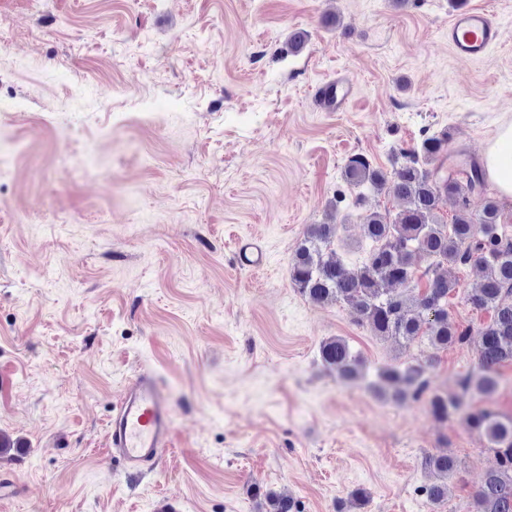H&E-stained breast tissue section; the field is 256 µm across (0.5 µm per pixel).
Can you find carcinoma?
<instances>
[{"label": "carcinoma", "mask_w": 512, "mask_h": 512, "mask_svg": "<svg viewBox=\"0 0 512 512\" xmlns=\"http://www.w3.org/2000/svg\"><path fill=\"white\" fill-rule=\"evenodd\" d=\"M451 136L444 129L425 137L406 151L402 160L387 172L356 155L344 168L345 180L356 188L376 191L392 189L403 207L395 216L371 211L362 220L370 247L363 261L345 266L331 248L337 225L313 224L297 246L290 263L293 285L316 304L343 302L355 321L371 332L396 344L426 342L435 349H446L469 340V330H461L448 310V295L457 281L448 272L459 265L474 264L482 270L480 284L467 294L468 304L490 314L479 331L478 365L480 374L464 376L460 385L475 388L484 398L493 396L499 369L512 364V225L502 222L501 209L493 197L485 198L481 213L468 209L470 195L481 193L487 172L477 162L446 165ZM452 199L459 209L449 224L439 211ZM425 254L431 263L416 274L414 256ZM426 279L417 289L418 277ZM409 290L394 293V286ZM323 364L342 381H355L366 371L364 361L347 342L334 337L322 343ZM421 364L379 371L376 394L394 403L425 399L430 414L446 421L459 414L462 399L431 392ZM468 428L484 438L497 459L488 470L474 499V512H512V417L503 418L488 407L466 413ZM427 465L434 481L424 488L427 499L437 503L448 496V476L456 468L448 453L432 454ZM369 493L356 488L336 498V512H351L368 502ZM266 512H294L295 506L284 494L265 493Z\"/></svg>", "instance_id": "1"}]
</instances>
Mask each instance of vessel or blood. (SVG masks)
<instances>
[{"instance_id":"1","label":"vessel or blood","mask_w":512,"mask_h":512,"mask_svg":"<svg viewBox=\"0 0 512 512\" xmlns=\"http://www.w3.org/2000/svg\"><path fill=\"white\" fill-rule=\"evenodd\" d=\"M501 37L500 25L483 8L458 10L448 20V44L461 60L483 57ZM352 96L350 80L340 75L332 83L319 86L315 100L324 110L337 112ZM173 434L172 406L155 373L142 368L122 394L107 429L108 444L125 476L138 477L148 463L161 457L170 447Z\"/></svg>"}]
</instances>
